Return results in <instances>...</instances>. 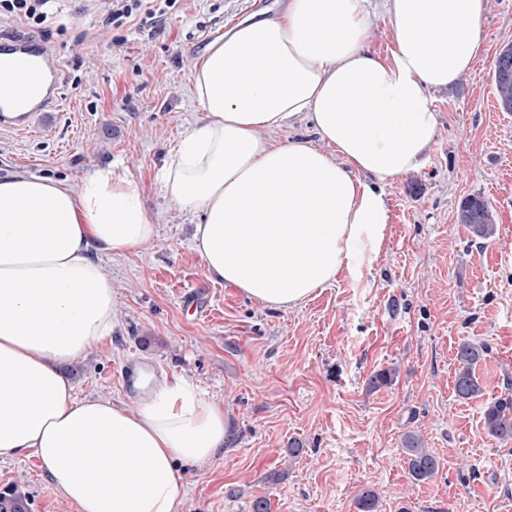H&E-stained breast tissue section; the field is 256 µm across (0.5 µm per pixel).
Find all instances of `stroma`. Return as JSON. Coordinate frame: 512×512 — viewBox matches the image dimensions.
<instances>
[{
    "mask_svg": "<svg viewBox=\"0 0 512 512\" xmlns=\"http://www.w3.org/2000/svg\"><path fill=\"white\" fill-rule=\"evenodd\" d=\"M276 0H176L156 21L104 29L106 0H50L39 26L0 12V35L34 36L59 58L61 86L40 137L0 132V179L31 174L68 184L111 166L157 221V236L103 257L116 293L112 337L75 364L74 394L125 399L132 358L185 379L224 409L230 445L182 468L181 512H357L366 488L379 512H512V443L483 428L488 400L512 388V113L494 94L493 63L512 44V0H488L484 52L468 75L433 90L439 125L426 163L384 186L379 251L299 308L271 311L211 280L192 241L194 220L160 174L204 112L192 72L208 30L224 33ZM496 216L477 242L458 222L469 196ZM487 343L483 397L453 392L463 339ZM393 368L391 384L372 376ZM422 437L440 467L417 483L403 437ZM303 445L291 456L289 445ZM21 487L31 512H77L48 487L31 454L0 458V489Z\"/></svg>",
    "mask_w": 512,
    "mask_h": 512,
    "instance_id": "1",
    "label": "stroma"
}]
</instances>
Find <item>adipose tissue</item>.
Listing matches in <instances>:
<instances>
[{
    "label": "adipose tissue",
    "instance_id": "adipose-tissue-1",
    "mask_svg": "<svg viewBox=\"0 0 512 512\" xmlns=\"http://www.w3.org/2000/svg\"><path fill=\"white\" fill-rule=\"evenodd\" d=\"M486 10L487 0H285L225 31L193 72L205 115L162 174L199 219L208 276L287 311L379 250L382 188L425 163L438 126L428 92L469 73ZM376 11L392 31L385 56L371 48ZM296 118L310 135L268 138ZM155 235L111 167L75 187L0 180V457L33 453L78 512H180V465L213 459L231 438L223 408L179 379L135 403L74 395L68 366L114 325L99 254Z\"/></svg>",
    "mask_w": 512,
    "mask_h": 512
}]
</instances>
